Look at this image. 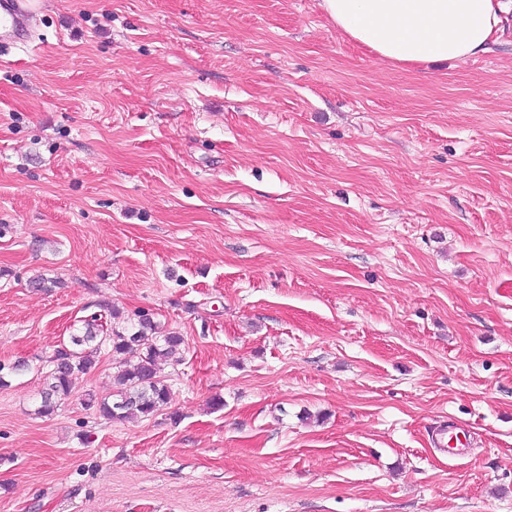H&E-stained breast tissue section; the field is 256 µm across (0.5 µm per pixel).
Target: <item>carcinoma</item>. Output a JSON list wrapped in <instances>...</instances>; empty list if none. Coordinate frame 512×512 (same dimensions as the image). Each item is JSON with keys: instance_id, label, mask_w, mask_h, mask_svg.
Masks as SVG:
<instances>
[{"instance_id": "1", "label": "carcinoma", "mask_w": 512, "mask_h": 512, "mask_svg": "<svg viewBox=\"0 0 512 512\" xmlns=\"http://www.w3.org/2000/svg\"><path fill=\"white\" fill-rule=\"evenodd\" d=\"M183 343L175 333L159 334L157 322L145 312L122 330L107 328L98 316L79 320L69 341L57 348L45 375V390L37 413L50 415L57 401L69 399L79 377L95 367L101 349L107 345L118 355L134 353L137 362L121 367L112 395L85 400L108 420L128 421L149 417L168 404L170 387L161 375L160 365L172 357Z\"/></svg>"}]
</instances>
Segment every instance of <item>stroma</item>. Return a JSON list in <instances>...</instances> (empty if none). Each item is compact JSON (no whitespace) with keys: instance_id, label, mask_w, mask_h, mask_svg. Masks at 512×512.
Instances as JSON below:
<instances>
[{"instance_id":"35a3bbf8","label":"stroma","mask_w":512,"mask_h":512,"mask_svg":"<svg viewBox=\"0 0 512 512\" xmlns=\"http://www.w3.org/2000/svg\"><path fill=\"white\" fill-rule=\"evenodd\" d=\"M36 6L0 55V512H512V29L408 67L319 0ZM112 308L183 336L168 404L86 408L106 347L37 415Z\"/></svg>"}]
</instances>
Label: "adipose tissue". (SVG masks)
I'll return each instance as SVG.
<instances>
[{
  "label": "adipose tissue",
  "mask_w": 512,
  "mask_h": 512,
  "mask_svg": "<svg viewBox=\"0 0 512 512\" xmlns=\"http://www.w3.org/2000/svg\"><path fill=\"white\" fill-rule=\"evenodd\" d=\"M354 44L398 64L463 62L489 51L512 0H321Z\"/></svg>",
  "instance_id": "ef3b65f1"
}]
</instances>
